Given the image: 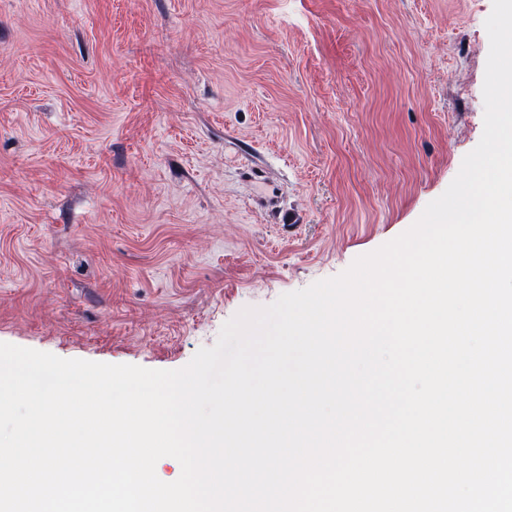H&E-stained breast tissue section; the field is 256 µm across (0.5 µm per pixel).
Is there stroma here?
<instances>
[{
    "label": "stroma",
    "mask_w": 512,
    "mask_h": 512,
    "mask_svg": "<svg viewBox=\"0 0 512 512\" xmlns=\"http://www.w3.org/2000/svg\"><path fill=\"white\" fill-rule=\"evenodd\" d=\"M492 0H0V342L176 370L409 229Z\"/></svg>",
    "instance_id": "35a3bbf8"
}]
</instances>
